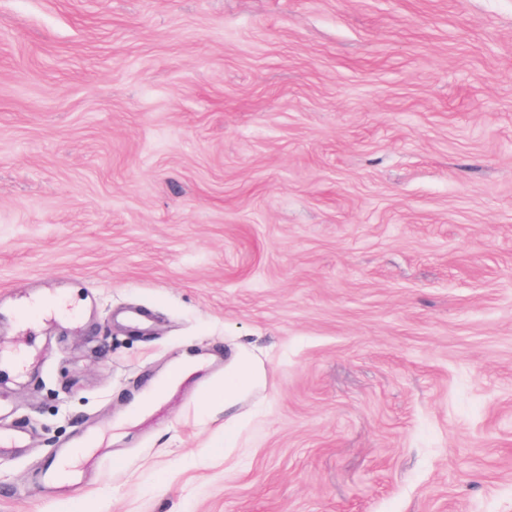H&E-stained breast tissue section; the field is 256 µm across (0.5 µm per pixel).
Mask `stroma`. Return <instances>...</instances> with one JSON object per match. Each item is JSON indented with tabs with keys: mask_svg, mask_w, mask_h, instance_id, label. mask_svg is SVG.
<instances>
[{
	"mask_svg": "<svg viewBox=\"0 0 512 512\" xmlns=\"http://www.w3.org/2000/svg\"><path fill=\"white\" fill-rule=\"evenodd\" d=\"M4 354L0 512H512V0H0ZM255 371L251 364L242 360H232L224 372V405L232 407L236 404L240 393L253 382Z\"/></svg>",
	"mask_w": 512,
	"mask_h": 512,
	"instance_id": "obj_1",
	"label": "stroma"
}]
</instances>
